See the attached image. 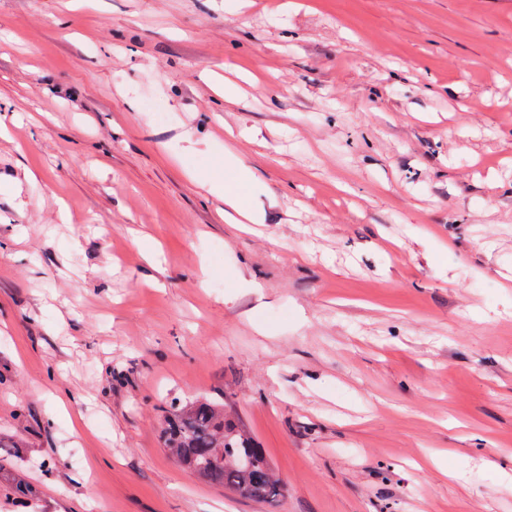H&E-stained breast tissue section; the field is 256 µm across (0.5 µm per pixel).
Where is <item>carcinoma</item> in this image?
Wrapping results in <instances>:
<instances>
[{
    "instance_id": "cac0c4a2",
    "label": "carcinoma",
    "mask_w": 512,
    "mask_h": 512,
    "mask_svg": "<svg viewBox=\"0 0 512 512\" xmlns=\"http://www.w3.org/2000/svg\"><path fill=\"white\" fill-rule=\"evenodd\" d=\"M165 447L203 480L242 497L274 502L282 486L263 449L224 414V406L199 398L166 418Z\"/></svg>"
}]
</instances>
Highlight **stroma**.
I'll return each mask as SVG.
<instances>
[{"mask_svg": "<svg viewBox=\"0 0 512 512\" xmlns=\"http://www.w3.org/2000/svg\"><path fill=\"white\" fill-rule=\"evenodd\" d=\"M0 124V512H512V0H0ZM237 169V159L229 150L224 152V173L223 179H205L199 181L201 187L205 188L210 194L224 198V202L236 209L238 206V189L237 179L234 181L226 178L228 173ZM227 171V172H226ZM165 447L203 480L242 497L274 502L282 486L262 448L224 414V406L199 398L166 418Z\"/></svg>", "mask_w": 512, "mask_h": 512, "instance_id": "obj_1", "label": "stroma"}]
</instances>
